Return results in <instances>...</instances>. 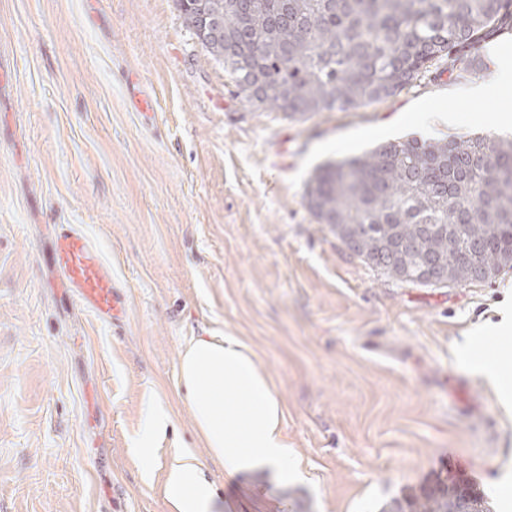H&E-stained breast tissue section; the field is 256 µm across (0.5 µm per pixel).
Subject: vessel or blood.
<instances>
[{"label": "vessel or blood", "instance_id": "1", "mask_svg": "<svg viewBox=\"0 0 512 512\" xmlns=\"http://www.w3.org/2000/svg\"><path fill=\"white\" fill-rule=\"evenodd\" d=\"M51 260L61 273L73 301L110 324L127 311L126 294L112 280L89 238L76 228H60L51 246Z\"/></svg>", "mask_w": 512, "mask_h": 512}]
</instances>
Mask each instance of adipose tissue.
I'll list each match as a JSON object with an SVG mask.
<instances>
[{
  "label": "adipose tissue",
  "instance_id": "adipose-tissue-1",
  "mask_svg": "<svg viewBox=\"0 0 512 512\" xmlns=\"http://www.w3.org/2000/svg\"><path fill=\"white\" fill-rule=\"evenodd\" d=\"M178 380L198 435L226 474L287 475L291 451L281 400L245 343L229 335L191 338L180 355ZM166 487L176 512H212V486L191 449L172 456Z\"/></svg>",
  "mask_w": 512,
  "mask_h": 512
}]
</instances>
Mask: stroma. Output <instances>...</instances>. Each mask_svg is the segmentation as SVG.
<instances>
[{
	"label": "stroma",
	"mask_w": 512,
	"mask_h": 512,
	"mask_svg": "<svg viewBox=\"0 0 512 512\" xmlns=\"http://www.w3.org/2000/svg\"><path fill=\"white\" fill-rule=\"evenodd\" d=\"M0 55V512H175V443L204 459L214 512H383L432 490L445 452L489 512H512V401L452 353L512 317V269L402 282L304 201L317 166L414 137L410 109L440 111L487 72L291 116L247 101L175 0H0ZM507 109L512 86L460 101L427 139L495 136ZM62 224L124 289L118 324L63 303ZM205 333L255 353L297 473L229 477L207 461L178 395L182 347ZM152 395L172 422L143 459L131 441Z\"/></svg>",
	"instance_id": "obj_1"
}]
</instances>
